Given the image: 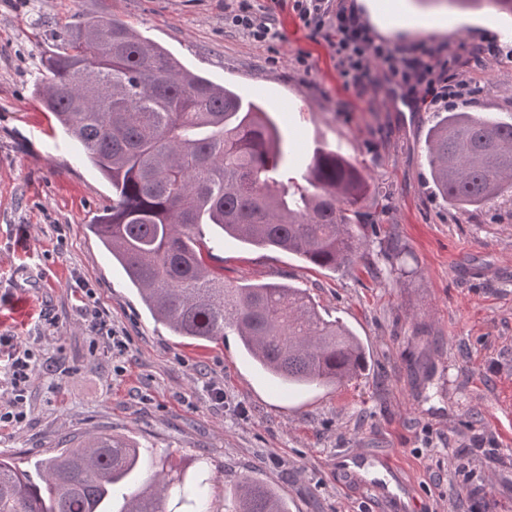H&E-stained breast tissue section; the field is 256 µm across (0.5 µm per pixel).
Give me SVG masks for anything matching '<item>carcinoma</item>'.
Segmentation results:
<instances>
[{
    "instance_id": "1",
    "label": "carcinoma",
    "mask_w": 512,
    "mask_h": 512,
    "mask_svg": "<svg viewBox=\"0 0 512 512\" xmlns=\"http://www.w3.org/2000/svg\"><path fill=\"white\" fill-rule=\"evenodd\" d=\"M38 95L112 186V206L88 225L124 270L142 304L175 335L216 342L232 333L289 387L342 385L366 368V350L299 288L226 284L203 227L248 245L295 254L321 268L353 263L363 238L357 202L366 175L318 148L288 177L289 150L262 107L184 69L128 24L87 16L54 32ZM436 192L479 207L512 181V123L472 112L438 116L427 134ZM157 467L142 487L129 483ZM209 479L150 460L107 430L70 438L41 462L40 482L0 457V512H200ZM226 512H288L268 485L244 476Z\"/></svg>"
}]
</instances>
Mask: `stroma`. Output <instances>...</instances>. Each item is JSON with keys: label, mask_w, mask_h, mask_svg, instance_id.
<instances>
[{"label": "stroma", "mask_w": 512, "mask_h": 512, "mask_svg": "<svg viewBox=\"0 0 512 512\" xmlns=\"http://www.w3.org/2000/svg\"><path fill=\"white\" fill-rule=\"evenodd\" d=\"M379 41L443 47L472 88L457 109L512 123V15L442 0H342ZM235 0H0V360L29 349L27 418L0 430V455L34 473L65 439L110 429L186 472L212 476L206 512L243 475L264 480L288 512H512V185L463 211L434 190L426 135L436 108L399 104L381 68L345 89L327 39L291 0H256L277 33L231 27ZM109 15L190 71L257 101L300 177L315 147L336 151L375 185L359 203L360 256L335 271L272 248L225 240L217 270L234 284L306 290L360 336L364 374L336 387L287 389L234 336L196 344L156 324L86 226L112 187L36 93L53 33L78 15ZM498 48L476 60L477 46ZM98 307L124 349L106 351L85 311ZM224 391L215 404L211 387ZM362 453L367 480L337 466ZM395 477L407 504L373 479Z\"/></svg>", "instance_id": "obj_1"}]
</instances>
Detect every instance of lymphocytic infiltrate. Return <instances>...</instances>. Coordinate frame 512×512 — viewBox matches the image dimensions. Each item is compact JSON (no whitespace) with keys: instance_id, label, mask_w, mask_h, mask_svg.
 I'll use <instances>...</instances> for the list:
<instances>
[{"instance_id":"f902f5d3","label":"lymphocytic infiltrate","mask_w":512,"mask_h":512,"mask_svg":"<svg viewBox=\"0 0 512 512\" xmlns=\"http://www.w3.org/2000/svg\"><path fill=\"white\" fill-rule=\"evenodd\" d=\"M294 8L313 34L334 31L336 70L345 86L364 87L378 64L407 89L413 101L435 105L453 97L459 80L449 72L441 50L428 51L423 57L406 54L396 45L376 40L353 11L342 6L330 8L328 0H294ZM30 372V355L26 352L14 355L0 370V380L10 391L7 404L0 406V424L19 425L25 421Z\"/></svg>"}]
</instances>
